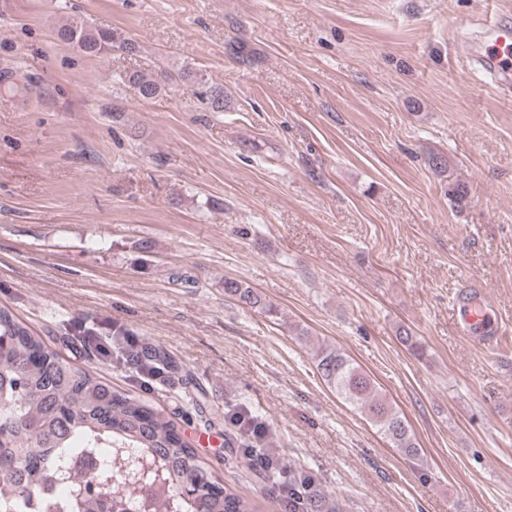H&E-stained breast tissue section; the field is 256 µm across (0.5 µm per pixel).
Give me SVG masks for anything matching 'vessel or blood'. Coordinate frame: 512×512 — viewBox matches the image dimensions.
<instances>
[{"instance_id":"obj_1","label":"vessel or blood","mask_w":512,"mask_h":512,"mask_svg":"<svg viewBox=\"0 0 512 512\" xmlns=\"http://www.w3.org/2000/svg\"><path fill=\"white\" fill-rule=\"evenodd\" d=\"M467 55L489 79L497 94L504 99L512 98V26L501 20L484 25L479 43L467 46ZM453 311L457 320L478 326L484 325L483 314L474 310L468 293H460Z\"/></svg>"}]
</instances>
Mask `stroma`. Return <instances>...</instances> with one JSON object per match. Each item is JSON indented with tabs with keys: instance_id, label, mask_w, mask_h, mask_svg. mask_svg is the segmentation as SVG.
<instances>
[{
	"instance_id": "obj_1",
	"label": "stroma",
	"mask_w": 512,
	"mask_h": 512,
	"mask_svg": "<svg viewBox=\"0 0 512 512\" xmlns=\"http://www.w3.org/2000/svg\"><path fill=\"white\" fill-rule=\"evenodd\" d=\"M495 15L512 0H0V75L24 87L0 92V305L163 410L260 512L280 496L225 432L237 405L343 512H512V100L464 50ZM70 18L137 49L63 47ZM135 70L175 79L141 102ZM466 282L495 332L454 321ZM84 329L162 349L177 379L142 383L120 349L89 360ZM325 344L405 414L421 460L324 383ZM224 294L247 308L260 313L276 316L277 309L270 302L265 301L254 289L235 279H225Z\"/></svg>"
}]
</instances>
